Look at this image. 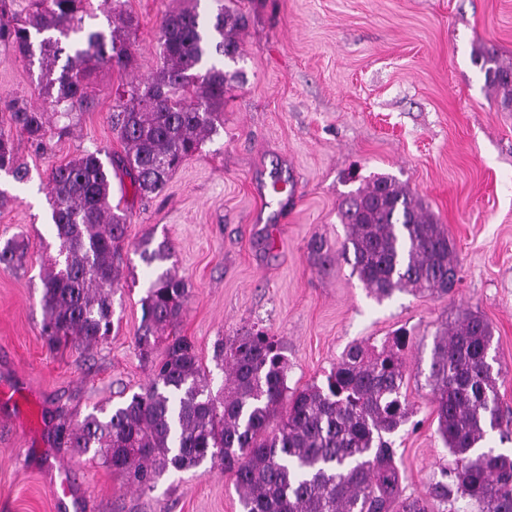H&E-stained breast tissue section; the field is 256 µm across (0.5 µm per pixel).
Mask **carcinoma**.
Returning a JSON list of instances; mask_svg holds the SVG:
<instances>
[{
	"mask_svg": "<svg viewBox=\"0 0 512 512\" xmlns=\"http://www.w3.org/2000/svg\"><path fill=\"white\" fill-rule=\"evenodd\" d=\"M112 0L108 28L85 29L92 0H30L25 12L15 0H0V45L38 66L44 104L15 100L10 127H0V171L28 180L16 157L14 133L39 150L53 127L73 111L94 106L89 92L104 66H134L125 32L132 23ZM246 17L216 0L204 21L196 6L163 15L161 52L152 77L116 90L110 115L123 153L85 151L51 168L52 232L58 259L43 282L42 335L52 345L73 336L89 346L112 332V295L119 282L126 215L111 204L112 175L128 177L133 196L159 194L168 176L224 126V94L239 72L238 35ZM474 63L504 109L512 108V62L483 45ZM347 236L341 256L352 274L379 300L396 292L448 295L460 281L455 247L420 198L392 177L377 175L347 194L339 209ZM149 267L170 260L171 243L137 247ZM24 253L12 243L0 248V263L15 268ZM189 289L175 267L149 282L141 299L147 352L151 337L177 324ZM493 328L480 314L464 311L433 339L427 384L436 405L438 432L454 466L425 495H405L389 436L411 409L402 394L409 336L400 330L381 347L355 343L325 382L289 391L288 359L279 339L265 328L245 329L219 343L224 392L207 389L204 369L187 339L174 336L152 364L149 386L105 417L88 414L61 430L80 453L96 449L102 463L150 490L168 467L189 470L205 459L234 476L243 512H434L459 494L476 512H512V456L484 451L490 431L509 433L491 355ZM278 419L275 428L270 422Z\"/></svg>",
	"mask_w": 512,
	"mask_h": 512,
	"instance_id": "1",
	"label": "carcinoma"
}]
</instances>
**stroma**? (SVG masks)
Instances as JSON below:
<instances>
[{
  "label": "stroma",
  "mask_w": 512,
  "mask_h": 512,
  "mask_svg": "<svg viewBox=\"0 0 512 512\" xmlns=\"http://www.w3.org/2000/svg\"><path fill=\"white\" fill-rule=\"evenodd\" d=\"M186 0H124L136 21L137 62L102 68L95 104L46 150L15 139L30 179L0 172V244L14 240L23 268H0V512H58L52 486L67 469V512H242L230 473L204 464L167 471L142 491L93 453L62 444L61 424L143 392L150 367L137 343L149 285L135 247L171 241L190 288L176 335L190 339L212 391L224 385L219 341L259 325L283 343L288 385L323 383L353 343L378 346L406 329L402 393L413 409L391 440L405 494H425L452 457L437 432L426 384L435 334L459 313L494 330L498 392L512 412V112L500 107L472 61L479 45L512 59V0H236L241 76L224 96V126L147 201L114 182L128 215L114 328L89 349L49 347L42 332V272L57 245L48 222L47 174L84 150L123 145L109 123L119 84L157 65L158 25ZM38 70L0 46V125L6 103L39 105ZM387 174L417 195L456 246L460 283L448 296L397 293L379 301L335 257L320 265L313 238L339 249L349 170ZM293 187L273 196V182Z\"/></svg>",
  "instance_id": "obj_1"
}]
</instances>
